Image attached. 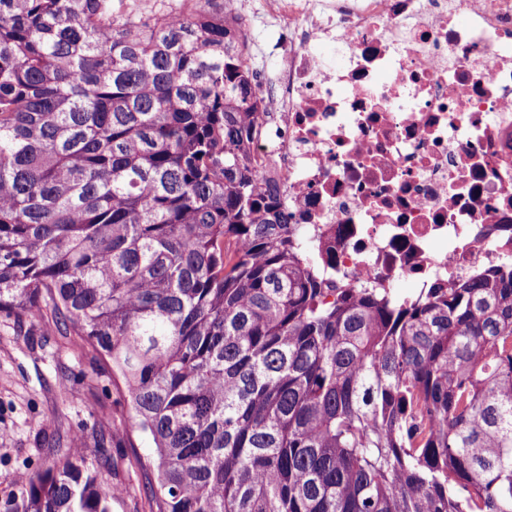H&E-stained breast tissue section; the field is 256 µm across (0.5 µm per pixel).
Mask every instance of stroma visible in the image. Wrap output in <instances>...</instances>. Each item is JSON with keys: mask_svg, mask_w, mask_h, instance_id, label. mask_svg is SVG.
Returning a JSON list of instances; mask_svg holds the SVG:
<instances>
[{"mask_svg": "<svg viewBox=\"0 0 512 512\" xmlns=\"http://www.w3.org/2000/svg\"><path fill=\"white\" fill-rule=\"evenodd\" d=\"M254 65L281 64L271 52L277 34L262 20L263 0H248ZM44 320L0 313V500L20 494V474L62 457L76 434L111 437L104 477L121 489L112 512H151L150 474L139 465L151 440L128 434L129 405L109 367L78 336L49 335Z\"/></svg>", "mask_w": 512, "mask_h": 512, "instance_id": "obj_1", "label": "stroma"}]
</instances>
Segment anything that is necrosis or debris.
I'll list each match as a JSON object with an SVG mask.
<instances>
[{
  "instance_id": "1",
  "label": "necrosis or debris",
  "mask_w": 512,
  "mask_h": 512,
  "mask_svg": "<svg viewBox=\"0 0 512 512\" xmlns=\"http://www.w3.org/2000/svg\"><path fill=\"white\" fill-rule=\"evenodd\" d=\"M251 157L327 276L416 295L512 266V0H265ZM336 49L335 62L319 53ZM263 0H247L249 3V12L252 17V40L256 47L253 57L254 65L271 74L280 65V59L270 53L272 46L276 42L277 34L273 27L262 21L263 16Z\"/></svg>"
}]
</instances>
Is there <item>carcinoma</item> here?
Masks as SVG:
<instances>
[{"label": "carcinoma", "mask_w": 512, "mask_h": 512, "mask_svg": "<svg viewBox=\"0 0 512 512\" xmlns=\"http://www.w3.org/2000/svg\"><path fill=\"white\" fill-rule=\"evenodd\" d=\"M221 15L0 0V311L111 365L156 512H512V276L323 277ZM72 448L0 512H111Z\"/></svg>", "instance_id": "carcinoma-1"}]
</instances>
